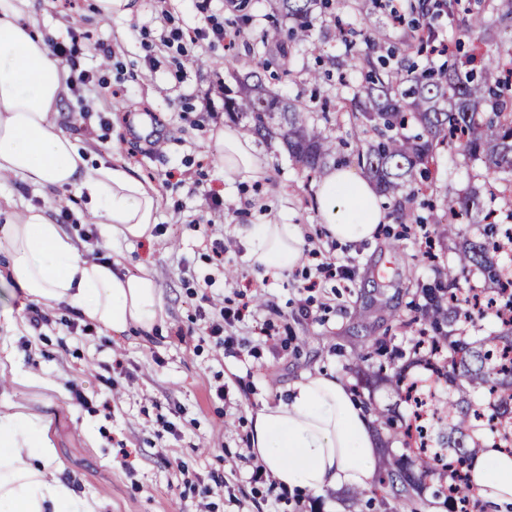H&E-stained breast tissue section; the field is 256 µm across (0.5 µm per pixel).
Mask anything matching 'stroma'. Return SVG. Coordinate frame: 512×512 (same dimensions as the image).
<instances>
[{
  "instance_id": "35a3bbf8",
  "label": "stroma",
  "mask_w": 512,
  "mask_h": 512,
  "mask_svg": "<svg viewBox=\"0 0 512 512\" xmlns=\"http://www.w3.org/2000/svg\"><path fill=\"white\" fill-rule=\"evenodd\" d=\"M129 19L101 17L93 0H36L35 29L44 39H66L71 13L82 20V38L73 49L70 81L86 73L99 83L97 94L71 95L57 114L59 127L78 137L107 162L129 165L156 190L158 223L154 237L133 242L104 240L95 224L78 219L81 198L69 191L41 190L22 181L0 183V204L20 211L48 208L61 220L79 250L101 252L129 273L152 276L167 319L144 339L102 328L69 308L50 310L40 328L30 323L31 305L11 297L0 284V312L13 322L0 326V366L11 381L0 399L46 417L61 466L59 477L79 495L93 499L99 512H386L372 494L342 488L317 496L281 495L278 488L251 479L254 459L248 413L318 367L336 371L350 389L370 403L383 451V467L403 453L402 436L387 417L399 410L398 396L378 362L361 361L368 346L395 347L412 336L422 288L434 284L439 269L478 239L481 213H473L443 237L438 211L413 203L374 242L355 253L325 240L315 209L318 178L299 169L281 141L256 140L269 169L262 183L236 190L234 209L215 206L211 190H223L221 147L215 133L244 129L224 111L219 79L230 73H257L280 95L310 108V122L336 142L328 166H357L366 139L355 136L352 113L323 119L320 100L350 97L364 79L360 69L338 68L344 46L337 25L355 29L361 12L381 46L402 38L379 0H331L315 14L311 43L292 47L288 76L267 78L262 58L243 46L225 50L203 38L158 49L161 28L209 31L233 12L228 0H137ZM109 63H102L104 50ZM426 194L442 203L450 193L485 198V165L454 146L441 145L431 167ZM299 225L305 247L347 266L350 281H323L312 294L309 315H301V290L317 261L282 276L259 277L237 240L244 224L266 223L270 214ZM204 223H196V216ZM224 241V266L200 248L204 232ZM216 280L215 297L236 300L238 290L256 300V322L274 325V341L257 344L250 329L233 330V348L217 345L197 315V283ZM36 381H28L26 373Z\"/></svg>"
}]
</instances>
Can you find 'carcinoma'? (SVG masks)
Listing matches in <instances>:
<instances>
[{"mask_svg":"<svg viewBox=\"0 0 512 512\" xmlns=\"http://www.w3.org/2000/svg\"><path fill=\"white\" fill-rule=\"evenodd\" d=\"M325 0H275L274 10L291 21L288 37H283L279 25L264 29L256 46L265 52H275L273 63L288 71V58L292 45L306 42L311 31V17ZM459 0H440L433 6L430 0H417L410 4L413 14L427 16L436 11L455 15ZM357 34L367 52L347 57L345 65L368 68L366 84L348 99L347 108L359 122V132L375 134L359 160L377 179L381 193L394 200L395 212L400 214L411 203V194L399 195L414 171L428 168L438 144L449 137L460 136V149L472 157L487 162L486 179L493 180L500 173L512 172V104L506 92L512 91L493 80L497 68L494 57L476 47L465 62V71L451 69L437 78L430 73L413 78L410 85L394 72L378 69L370 55L376 46L369 30L359 27ZM408 110L418 120L421 131L407 136L400 132L401 113ZM224 111L247 120L249 131L267 141L282 138L290 157L304 170L318 171L335 151L334 144L323 137L315 126L308 124V111L296 102L285 99L264 88L262 79L256 83L241 84L234 91L224 87ZM476 198L467 195H448L443 200V216L437 223L443 232L451 235L456 227L453 220L462 212L474 209ZM486 241L473 242L457 263L442 270L441 291L453 295L461 290L460 281L479 271L488 279L502 283V272L487 256L502 238L496 235L494 225L484 229ZM428 303L418 308L422 317L431 320L437 329L451 327L458 310L448 311L439 305L441 295L427 294ZM436 379L450 389L461 390L464 384L481 386L494 398L496 414L502 427L499 435L512 438V366L497 367L489 364L481 341L460 338L448 349V356L437 361ZM482 413L465 401L448 402V439L438 438L428 449L407 446L410 455L398 462L396 468L381 475L375 482V491L381 499L393 503L391 512H419L421 504L413 493L437 475L451 474L454 480L441 484L434 497L444 498L452 505L460 502L461 512H483L484 506L474 498L470 487L468 462L472 451L466 448L468 433L479 431ZM448 452V464L438 463L437 452Z\"/></svg>","mask_w":512,"mask_h":512,"instance_id":"obj_1","label":"carcinoma"}]
</instances>
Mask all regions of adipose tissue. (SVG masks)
I'll use <instances>...</instances> for the list:
<instances>
[{
    "label": "adipose tissue",
    "mask_w": 512,
    "mask_h": 512,
    "mask_svg": "<svg viewBox=\"0 0 512 512\" xmlns=\"http://www.w3.org/2000/svg\"><path fill=\"white\" fill-rule=\"evenodd\" d=\"M32 2L0 0V181L75 190L84 201L81 223L100 225L112 239L151 237L158 223L155 189L57 126L54 116L70 95V71L26 23ZM217 138L227 189L264 180L267 159L250 136L227 127ZM315 202L325 238L342 246L374 241L390 222L375 183L346 165L325 171ZM238 235L250 265L262 274L289 272L301 261L298 225L273 218L245 225ZM0 253L8 279L26 300L79 310L117 334L136 329L147 336L165 323L152 277L80 256L45 208L0 215ZM249 427L248 452L277 488L316 496L329 489L367 490L375 482L380 452L374 417L329 368L303 374L286 397L252 410ZM49 428V420L22 406L0 407V512H95L58 478ZM471 470L491 512H512V457L488 441L477 448Z\"/></svg>",
    "instance_id": "ef3b65f1"
}]
</instances>
